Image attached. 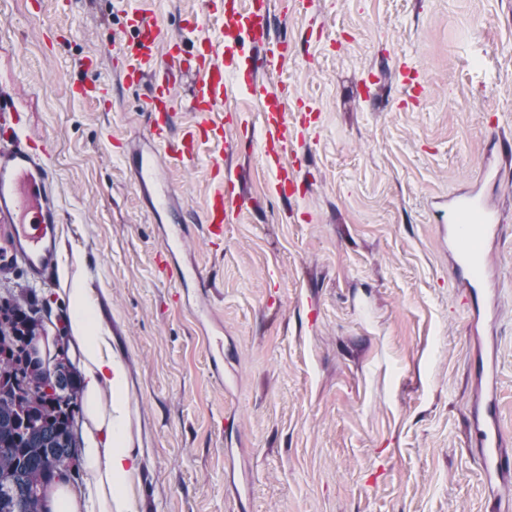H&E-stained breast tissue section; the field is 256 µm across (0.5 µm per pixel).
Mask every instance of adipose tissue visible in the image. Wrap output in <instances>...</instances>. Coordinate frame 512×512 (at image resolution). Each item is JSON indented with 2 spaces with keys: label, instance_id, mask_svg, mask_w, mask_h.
I'll list each match as a JSON object with an SVG mask.
<instances>
[{
  "label": "adipose tissue",
  "instance_id": "obj_1",
  "mask_svg": "<svg viewBox=\"0 0 512 512\" xmlns=\"http://www.w3.org/2000/svg\"><path fill=\"white\" fill-rule=\"evenodd\" d=\"M61 299L70 316L71 351L83 376L86 421L81 457L88 479L84 491L69 495L55 488L54 512H130L118 490L127 486L135 468L130 409V374L112 347L111 333L94 321L96 297L74 265L61 261Z\"/></svg>",
  "mask_w": 512,
  "mask_h": 512
}]
</instances>
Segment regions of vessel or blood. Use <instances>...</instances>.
I'll list each match as a JSON object with an SVG mask.
<instances>
[{
    "label": "vessel or blood",
    "mask_w": 512,
    "mask_h": 512,
    "mask_svg": "<svg viewBox=\"0 0 512 512\" xmlns=\"http://www.w3.org/2000/svg\"><path fill=\"white\" fill-rule=\"evenodd\" d=\"M126 24L132 40L119 46L123 81L127 86L148 85L145 102L153 114L149 146L133 151L132 169L153 212L169 214L171 225L158 257L163 271H173L169 261L174 249L184 243L179 204L163 170L159 155L179 165L190 164L201 143H225L231 125L216 119V107L234 94H243L261 104V149L267 168L274 175V190L292 196L298 180L296 166L286 164L284 154L295 148L297 139L288 133L286 104L279 92L270 90L263 74L277 68L288 57V46L271 36L268 0H224L220 41L201 36L195 19L184 18L179 38H170L164 27L140 7L138 0H124ZM194 77L190 110L195 119L177 139H170L173 90L184 74ZM20 109L12 91L0 88V225L8 230L0 242V276L22 273L29 281L46 284L55 280L60 258L59 226L61 208L53 190L44 155L45 148L19 128ZM512 163V147L502 146L498 164H485L481 182L449 196L442 215L447 222L444 235L452 257L456 287L462 288L469 304L472 324H481L487 313L498 312L485 285L495 267L494 243L499 235V216L488 194L500 191V169ZM246 203L237 174L225 172L212 180L205 201V222L209 236L222 235ZM495 357L480 364L478 376L484 381L478 398L471 445L481 457L484 481L491 493L512 479V454L503 448L496 414Z\"/></svg>",
    "instance_id": "1"
}]
</instances>
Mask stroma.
Here are the masks:
<instances>
[{"label": "stroma", "mask_w": 512, "mask_h": 512, "mask_svg": "<svg viewBox=\"0 0 512 512\" xmlns=\"http://www.w3.org/2000/svg\"><path fill=\"white\" fill-rule=\"evenodd\" d=\"M179 34L220 38L224 0H140ZM291 53L265 83L287 92L307 192L276 195L259 152L258 102L232 95L229 146L202 145L165 176L210 284L196 307L159 273L162 235L120 153L143 142L145 88L119 78L122 0H0V85L44 141L76 258L130 370L137 470L131 512H495L469 445L476 340L453 288L434 198L480 180L512 142V0H271ZM110 89L85 99L88 74ZM425 76L418 103L397 66ZM370 95H358L360 81ZM248 199L207 236L214 167ZM492 200L502 232L491 277L500 315L497 408L512 450V166ZM224 350V377L210 355Z\"/></svg>", "instance_id": "35a3bbf8"}]
</instances>
